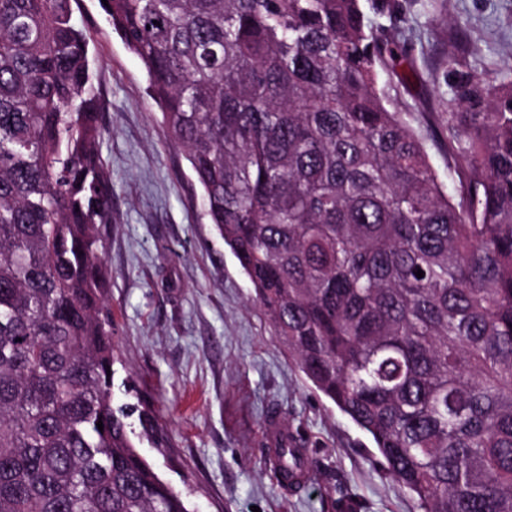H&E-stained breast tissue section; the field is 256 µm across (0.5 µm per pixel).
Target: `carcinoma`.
I'll return each mask as SVG.
<instances>
[{
  "mask_svg": "<svg viewBox=\"0 0 512 512\" xmlns=\"http://www.w3.org/2000/svg\"><path fill=\"white\" fill-rule=\"evenodd\" d=\"M77 2L0 0V512H189L113 404L112 183ZM102 10L306 379L418 512H512V68L448 60L450 191L361 0Z\"/></svg>",
  "mask_w": 512,
  "mask_h": 512,
  "instance_id": "cac0c4a2",
  "label": "carcinoma"
}]
</instances>
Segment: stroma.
<instances>
[{"instance_id": "35a3bbf8", "label": "stroma", "mask_w": 512, "mask_h": 512, "mask_svg": "<svg viewBox=\"0 0 512 512\" xmlns=\"http://www.w3.org/2000/svg\"><path fill=\"white\" fill-rule=\"evenodd\" d=\"M378 16L403 55L392 102L432 142L447 177L448 60L512 66V0H393ZM109 128L103 225L115 403H151L165 443L141 453L190 512H416L373 443L317 392L281 346L238 260L210 224L183 150L171 143L138 58L98 0H79ZM276 414L304 448L312 481L279 488L262 430Z\"/></svg>"}]
</instances>
